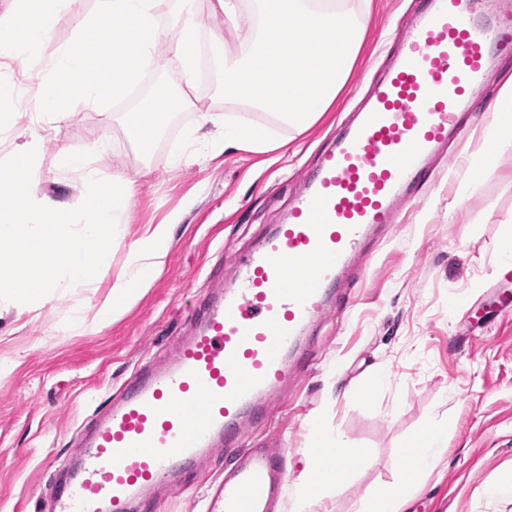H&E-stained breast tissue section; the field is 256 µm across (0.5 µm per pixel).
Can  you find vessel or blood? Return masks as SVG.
Returning a JSON list of instances; mask_svg holds the SVG:
<instances>
[{
  "instance_id": "vessel-or-blood-1",
  "label": "vessel or blood",
  "mask_w": 512,
  "mask_h": 512,
  "mask_svg": "<svg viewBox=\"0 0 512 512\" xmlns=\"http://www.w3.org/2000/svg\"><path fill=\"white\" fill-rule=\"evenodd\" d=\"M475 3L426 0L397 64L284 221L236 256V277L205 295L174 354L138 368L73 448L49 512H153L151 490L197 479L219 445L226 467L205 483L204 512H271L288 457L255 435L276 395L309 371L314 325L353 307L344 288L352 260L366 278L373 234L434 182L428 159L460 134L461 110L502 39L477 21Z\"/></svg>"
}]
</instances>
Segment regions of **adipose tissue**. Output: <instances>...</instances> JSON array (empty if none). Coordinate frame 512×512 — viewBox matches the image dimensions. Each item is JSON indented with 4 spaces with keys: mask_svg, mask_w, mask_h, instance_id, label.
<instances>
[{
    "mask_svg": "<svg viewBox=\"0 0 512 512\" xmlns=\"http://www.w3.org/2000/svg\"><path fill=\"white\" fill-rule=\"evenodd\" d=\"M81 0H15L0 15V56L9 60L38 92L32 112L48 123L72 110L99 109L103 100L123 96L150 69L159 68V48L176 64L171 91L143 100L120 119L127 142L148 152L170 119L190 102L186 87L196 81L198 36L202 23L195 0H173L168 20L157 0H97L83 15L81 30L48 51L53 27L63 15L78 12ZM254 24L244 28V49L224 55V96L269 112L274 122L303 133L335 102L349 77L364 34V13L356 0H252ZM212 128L205 150H198V128ZM488 152L512 150V76L502 83L491 124L480 136ZM187 148L172 160L211 161L234 148L263 153L284 148L263 125L244 126L229 114L202 112L197 129L185 135ZM42 134L33 133L16 153L0 156V308L28 310L34 299L47 300L60 288H89L109 277L108 294L96 303L93 318L74 317V329L99 331L119 320L152 287L161 271L182 215L130 233L126 205L137 193L135 180L122 173L102 180L93 166L95 149L60 151L58 163L75 176L78 199L59 203L31 190L42 153ZM123 245L125 262L112 272V247ZM446 428L420 433L401 449L400 480L372 493L361 512H402L427 466L446 451ZM336 470L321 477L306 470L294 512L342 490L366 456L344 443L333 450Z\"/></svg>",
    "mask_w": 512,
    "mask_h": 512,
    "instance_id": "ef3b65f1",
    "label": "adipose tissue"
}]
</instances>
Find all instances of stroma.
Returning <instances> with one entry per match:
<instances>
[{
    "label": "stroma",
    "instance_id": "stroma-1",
    "mask_svg": "<svg viewBox=\"0 0 512 512\" xmlns=\"http://www.w3.org/2000/svg\"><path fill=\"white\" fill-rule=\"evenodd\" d=\"M415 3L370 0L361 50L335 103L303 134L276 129L287 141L283 158L228 150L204 166L171 165L198 113L231 112L244 124L266 119L263 111L224 99V54L236 49L237 35L227 26L223 42L214 40L211 0L196 4L206 72L188 92L191 108L172 118L148 154L127 143L116 115L171 84V70L147 71L135 94L112 103L108 113L80 108L57 123L34 194L75 201L80 186L62 172L57 154L102 139L106 148L95 157L102 174L123 172L140 183L129 205L130 232L175 210L184 216L162 272L111 326L51 329L78 311L93 316L96 300L108 292L105 278L47 303L34 301L22 313L0 310V362L13 366L0 377V512H39L36 497L67 463L79 432L139 365L172 351L198 299L231 280L236 252L279 223L394 53L393 24ZM487 122L480 116L454 143L438 181L381 238L367 278L354 288V308L319 322L311 373L261 432L288 456L277 512H293L315 417L324 434L341 435L370 464L311 512H357L362 497L398 477V448L443 418L448 449L424 473L404 512H512V311L494 310L512 291L500 257L512 245V152H481Z\"/></svg>",
    "mask_w": 512,
    "mask_h": 512
}]
</instances>
